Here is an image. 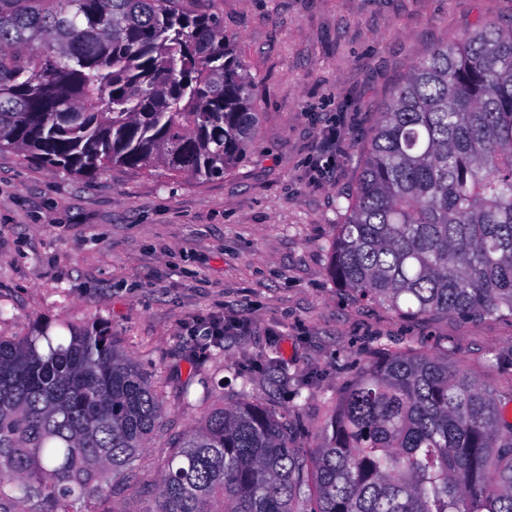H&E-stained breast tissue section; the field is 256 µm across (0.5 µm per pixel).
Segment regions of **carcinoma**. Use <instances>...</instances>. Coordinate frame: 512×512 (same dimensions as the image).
<instances>
[{
    "label": "carcinoma",
    "mask_w": 512,
    "mask_h": 512,
    "mask_svg": "<svg viewBox=\"0 0 512 512\" xmlns=\"http://www.w3.org/2000/svg\"><path fill=\"white\" fill-rule=\"evenodd\" d=\"M251 77L181 0H0V148L93 178H211L246 155ZM329 274L397 315L512 317V26L421 55L360 147ZM0 336V512H133L165 412L98 324ZM437 352H391L336 401L316 448L242 400L175 443L141 512H512L507 405Z\"/></svg>",
    "instance_id": "carcinoma-1"
}]
</instances>
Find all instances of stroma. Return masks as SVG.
Here are the masks:
<instances>
[{
  "label": "stroma",
  "instance_id": "stroma-1",
  "mask_svg": "<svg viewBox=\"0 0 512 512\" xmlns=\"http://www.w3.org/2000/svg\"><path fill=\"white\" fill-rule=\"evenodd\" d=\"M183 5L223 20L252 77L257 130L223 177L115 167L88 180L0 148V336L101 323L151 374L166 417L138 461V508L170 438L217 406L246 398L294 415L307 454L342 391L393 351L447 353L512 391V318L404 319L352 303L328 273L381 105L433 45L481 22L511 25L512 0ZM322 155L334 161L318 172ZM217 314L247 333L192 346L187 326Z\"/></svg>",
  "mask_w": 512,
  "mask_h": 512
}]
</instances>
